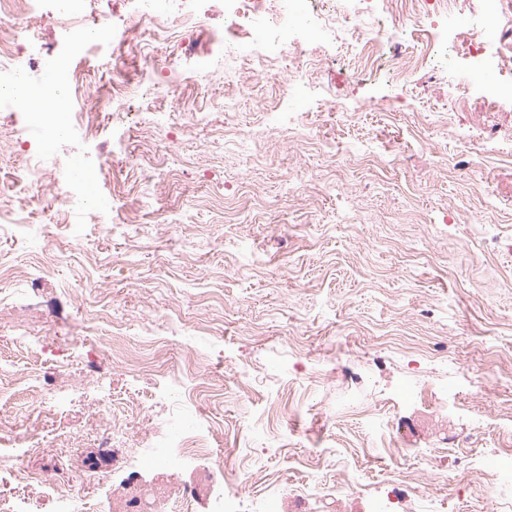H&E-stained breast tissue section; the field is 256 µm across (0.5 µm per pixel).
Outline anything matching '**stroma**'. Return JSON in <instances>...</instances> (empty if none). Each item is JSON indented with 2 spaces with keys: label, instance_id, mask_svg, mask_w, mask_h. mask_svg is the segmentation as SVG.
I'll return each mask as SVG.
<instances>
[{
  "label": "stroma",
  "instance_id": "stroma-1",
  "mask_svg": "<svg viewBox=\"0 0 512 512\" xmlns=\"http://www.w3.org/2000/svg\"><path fill=\"white\" fill-rule=\"evenodd\" d=\"M200 23L175 13L167 44L154 48L116 31L92 54L87 82L107 95L134 89L123 112L95 118L91 142L61 137L46 168L62 175L69 155L110 159L99 190L119 198L116 227L97 230L91 211L62 208L41 234H0L13 275L0 277L11 306L0 310V373L25 375L0 400V448L27 451L26 471L53 487L0 479V497L20 504L52 490L81 492L84 512H107L129 490L125 459L170 416L208 421L213 454L235 464L257 498L275 480L284 492L354 483L393 484L406 498L458 488V512H501L486 480L459 454L417 433L389 450L387 425L401 380L454 385L448 425L472 457L512 447V96L487 103L462 94L468 57L456 38L404 35L418 59L407 87L359 80L362 50L334 35L294 58L289 72L328 98L298 118L301 138L266 125L258 102L275 105L274 81L220 109L237 64L200 71L224 27V0H197ZM179 81V101L143 92L148 68ZM172 124L151 152L134 134L152 113ZM206 112L205 123L190 114ZM24 151L0 153V196L32 205L16 178ZM75 224L89 225L77 248ZM43 337L42 347L28 336ZM176 399L158 394L172 378ZM60 409L35 414L45 389ZM111 403L109 420L96 412ZM122 431L102 447L106 424Z\"/></svg>",
  "mask_w": 512,
  "mask_h": 512
}]
</instances>
